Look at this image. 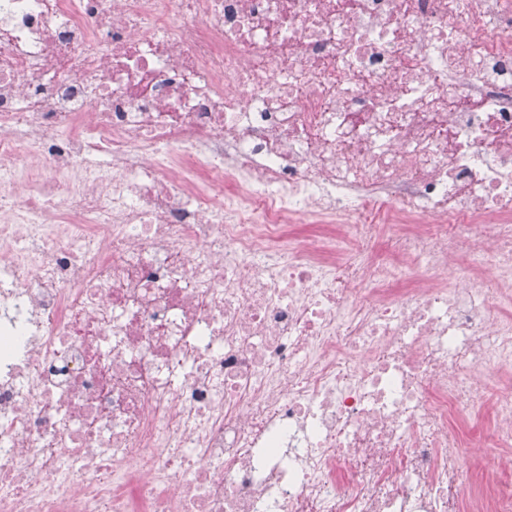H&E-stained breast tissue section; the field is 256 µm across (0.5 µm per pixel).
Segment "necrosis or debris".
I'll list each match as a JSON object with an SVG mask.
<instances>
[{"label":"necrosis or debris","instance_id":"necrosis-or-debris-1","mask_svg":"<svg viewBox=\"0 0 512 512\" xmlns=\"http://www.w3.org/2000/svg\"><path fill=\"white\" fill-rule=\"evenodd\" d=\"M509 370L512 0H0V512H512ZM491 462L487 459H476L472 457H463L457 465V489L467 487L482 474H486Z\"/></svg>","mask_w":512,"mask_h":512}]
</instances>
